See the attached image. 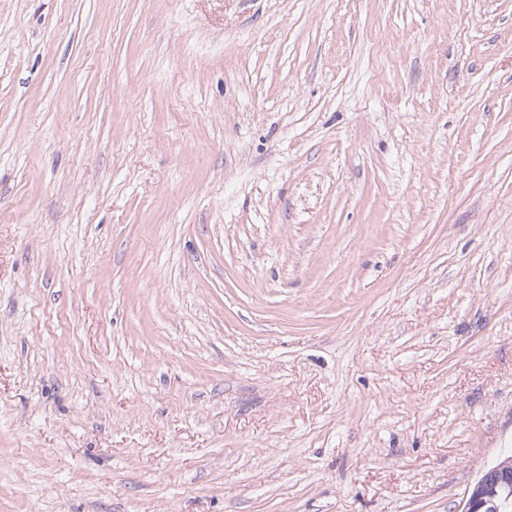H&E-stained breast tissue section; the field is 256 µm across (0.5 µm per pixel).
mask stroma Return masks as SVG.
<instances>
[{"mask_svg": "<svg viewBox=\"0 0 512 512\" xmlns=\"http://www.w3.org/2000/svg\"><path fill=\"white\" fill-rule=\"evenodd\" d=\"M512 451V0H0V512H461Z\"/></svg>", "mask_w": 512, "mask_h": 512, "instance_id": "35a3bbf8", "label": "stroma"}]
</instances>
